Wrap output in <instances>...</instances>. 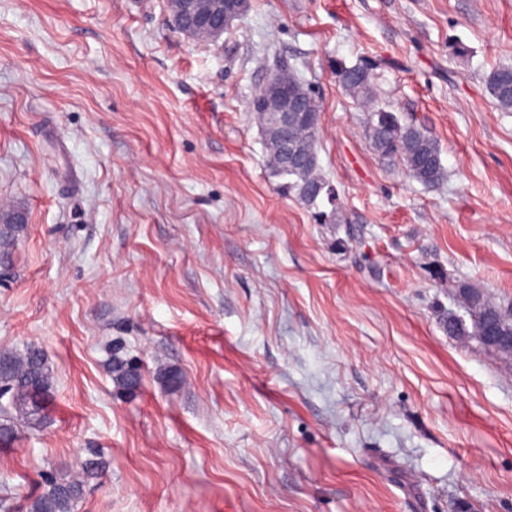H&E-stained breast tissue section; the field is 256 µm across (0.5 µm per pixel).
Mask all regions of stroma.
Returning a JSON list of instances; mask_svg holds the SVG:
<instances>
[{
  "label": "stroma",
  "mask_w": 512,
  "mask_h": 512,
  "mask_svg": "<svg viewBox=\"0 0 512 512\" xmlns=\"http://www.w3.org/2000/svg\"><path fill=\"white\" fill-rule=\"evenodd\" d=\"M340 61L443 181L377 154ZM280 63L320 102L340 223L269 173L250 106ZM501 65L512 0H252L218 50L163 0H0V211L27 216L0 351L36 344L52 382L0 444L16 512L91 449L79 512H512V362L442 326L460 283L512 298ZM336 76L343 89L357 101L368 104L371 99V72L363 66L336 65ZM512 67L499 66L494 68L486 79V88L496 105L504 111H512V81L508 76ZM135 365L132 363H129L127 360L123 359L119 352L115 356V353L112 355L110 359V372L112 373L113 380L117 383V385L126 391H133V376H132V369ZM135 368L139 371L140 375L141 371L140 368L135 366Z\"/></svg>",
  "instance_id": "obj_1"
}]
</instances>
